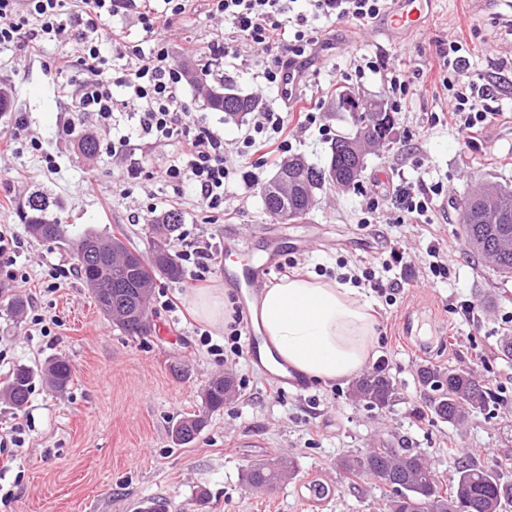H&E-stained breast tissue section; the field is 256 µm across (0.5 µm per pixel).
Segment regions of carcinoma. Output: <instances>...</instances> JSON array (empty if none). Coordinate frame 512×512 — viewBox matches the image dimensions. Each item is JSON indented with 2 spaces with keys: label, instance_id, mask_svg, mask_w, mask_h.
Listing matches in <instances>:
<instances>
[{
  "label": "carcinoma",
  "instance_id": "carcinoma-1",
  "mask_svg": "<svg viewBox=\"0 0 512 512\" xmlns=\"http://www.w3.org/2000/svg\"><path fill=\"white\" fill-rule=\"evenodd\" d=\"M207 105L232 119L255 111L259 101L221 84L208 90ZM338 108L350 113L351 129L336 135L326 166L318 168L306 164L299 157L294 158L295 175L301 188L289 195L288 210L284 212L277 205H265L271 216L281 213L286 221L303 220L310 212L305 188L314 191L324 188L345 190L359 180L361 171L353 170L354 164L348 161L349 146L359 124L370 113L345 95L339 98ZM50 207L51 201L46 194L38 190L32 192L27 208L21 211L23 223L27 224L29 234L35 239L67 241L66 225L60 220L46 219ZM490 213L500 215L502 222L485 223L483 218ZM460 221L466 224L464 237L467 247L479 256L496 257L495 271L502 277H511L512 251L501 254L496 247L503 236L512 237V190L487 187L473 192L460 206ZM182 223V214L176 210H170L151 222L153 248L147 259L138 251L129 249L114 234L104 236L88 232L77 240L68 241L97 307L124 333L140 334L143 323L148 321L150 296L159 278H181V266L172 254L171 235ZM97 241H107L123 254L114 256L108 252L101 259L92 261L89 251L91 243ZM35 376L29 367L18 366L0 388V399L15 409L22 408L28 402ZM42 377L57 391L67 389L71 381L69 362L63 356L50 359ZM422 379L424 386L434 392L429 399V410L450 424L464 422L469 407L480 409L497 404L498 392L470 372L456 369L428 372ZM233 389L232 378H212L203 389L204 410L193 415V428H188L182 421L175 426V441L180 445L194 442L206 427L207 413L223 408ZM353 393L369 407L382 410L392 402L395 386L388 374L377 370L356 381ZM364 459L370 460L372 469L362 466ZM296 468L297 462L293 457L277 456L255 464L246 473L245 481L252 488L271 489L285 473ZM341 468L351 476L376 477L388 486V512H441L443 508L446 512H501L504 505L512 502V483L502 481L494 469L473 460L456 462L457 477L451 486L443 488L435 470L423 454L413 448H371L363 454L344 459Z\"/></svg>",
  "mask_w": 512,
  "mask_h": 512
}]
</instances>
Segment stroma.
I'll use <instances>...</instances> for the list:
<instances>
[{
  "label": "stroma",
  "mask_w": 512,
  "mask_h": 512,
  "mask_svg": "<svg viewBox=\"0 0 512 512\" xmlns=\"http://www.w3.org/2000/svg\"><path fill=\"white\" fill-rule=\"evenodd\" d=\"M326 36L308 51L303 78L292 106L257 76L263 53L240 47L225 59L212 53L216 42H234L222 24L202 15L176 21L174 44L192 41L198 53L189 68L207 69L227 87L259 100L260 110L314 108L316 127L296 131L292 155L325 165L332 133L349 129L350 116L336 108L340 91L366 102H388L385 74L406 71L416 91L407 97L390 140L366 154L358 183L350 189L317 192L305 220L282 222L267 214L261 186L273 167L257 168V184L234 180L224 188V214L202 208L191 194L177 196L172 185L152 178L175 146L146 149L142 167L122 173L103 149L91 158L79 153L75 140L109 139L91 118L74 122L72 89L57 74L67 54L60 43H47L38 55L23 47L0 48V87L12 95L11 111L0 114V135L9 136L15 114L27 121L17 150L0 152V225H8L21 248L14 269L26 276L17 288L0 269V381L18 365L40 369L55 355L68 359L72 382L66 392L35 381L28 403L14 410L0 401V512H140L151 500L167 499L187 512H385L387 488L369 478H348L342 458L388 444L420 451L442 484L456 476L450 456L499 461L503 481H512V361L499 358L502 339L512 336V279L503 280L483 260L472 256L459 235L457 212L479 185L512 190V8L493 0H435L431 18L420 31L393 44L375 27L355 28L325 22ZM460 41L470 79L495 84V112L481 140L464 146L451 126L434 123L449 111L446 90L437 85V45ZM378 57L377 71L357 73L363 59ZM193 116L224 132L228 160H236L240 137L252 115L225 118L211 110L196 84L179 92ZM42 148L33 150L30 138ZM55 159L47 168L42 153ZM442 186L423 224L396 223L395 189L417 179ZM53 198L54 216L69 237L90 230L123 233L129 247L149 254L146 224L133 220L148 205L177 207L183 215L180 252L186 239L223 247L224 234L277 236L280 263L296 260V274L330 271L333 277L354 274L359 259L383 251L392 241L402 245L407 263L396 271L401 289L384 298L370 286L377 336L374 356H386L397 388L389 407L378 411L354 401L351 382L306 383L304 390L276 383L247 359H224L214 346H227L226 330H209L191 312L187 298L207 286L224 285L222 269L206 282L194 279L192 264L182 263L180 280H159L149 308L148 333L129 336L102 315L79 275L60 277L57 266H73L67 245L32 238L18 210L34 189ZM384 204L375 223H364L369 197ZM437 247L447 264V280L427 278L429 247ZM22 298L27 312L9 311ZM471 301L476 324L462 321L453 304ZM42 315V327L29 324ZM450 368L472 372L503 396L499 406L471 410L467 423L452 426L426 411L428 391L420 373ZM231 376L237 394L220 411L209 414L206 427L190 445H177L171 430L197 412L201 391L217 375ZM278 455L295 458L293 476L268 493L251 491L242 476L254 462ZM321 476L332 486L319 507L299 498L302 482ZM205 506H197L198 495Z\"/></svg>",
  "instance_id": "35a3bbf8"
}]
</instances>
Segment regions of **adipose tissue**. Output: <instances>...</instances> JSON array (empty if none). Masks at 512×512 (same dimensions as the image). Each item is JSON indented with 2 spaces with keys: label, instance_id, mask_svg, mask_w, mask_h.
Returning <instances> with one entry per match:
<instances>
[{
  "label": "adipose tissue",
  "instance_id": "obj_1",
  "mask_svg": "<svg viewBox=\"0 0 512 512\" xmlns=\"http://www.w3.org/2000/svg\"><path fill=\"white\" fill-rule=\"evenodd\" d=\"M193 313L213 328L231 321L222 288L192 293ZM253 321L265 339L271 372H295L327 382L365 369L375 344L371 301L349 285L318 276L294 275L260 291Z\"/></svg>",
  "mask_w": 512,
  "mask_h": 512
}]
</instances>
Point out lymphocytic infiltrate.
Returning <instances> with one entry per match:
<instances>
[{"label": "lymphocytic infiltrate", "mask_w": 512, "mask_h": 512, "mask_svg": "<svg viewBox=\"0 0 512 512\" xmlns=\"http://www.w3.org/2000/svg\"><path fill=\"white\" fill-rule=\"evenodd\" d=\"M81 11H69L66 0H0V47L19 45L33 52L45 42L75 40V55L65 67L80 112L91 113L112 133L106 151L118 162H127L144 146L173 142L177 153L157 172L176 187H188L198 204L210 210L224 205V186L235 176L253 185L252 175L239 166L259 158L261 165L281 163L291 150L290 125H313V111L290 121L287 113L266 110L255 117L240 138L239 164L224 157V134L201 120H191L181 103L179 89L187 74L173 59L169 37L175 20L195 12L197 0H82ZM210 17L223 18L225 26L269 53L259 76L264 84L282 87L288 67L298 64L308 46L318 38L312 19L352 22L368 27L386 10L387 0H311V14L295 12L294 0H205ZM137 14L143 37L129 45V61L112 62V36L108 31L127 14ZM459 42L439 47V80L450 94L451 126L464 144H471L484 128L488 113L485 89L464 79ZM122 105L131 121L121 127L114 116ZM440 186L411 184L399 193L397 223L413 224L425 216L440 194Z\"/></svg>", "instance_id": "1"}]
</instances>
